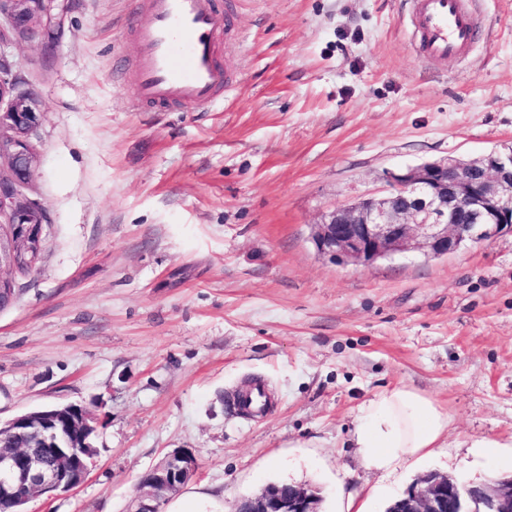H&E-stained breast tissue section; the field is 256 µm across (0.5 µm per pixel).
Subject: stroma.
I'll return each instance as SVG.
<instances>
[{"label":"stroma","instance_id":"stroma-1","mask_svg":"<svg viewBox=\"0 0 512 512\" xmlns=\"http://www.w3.org/2000/svg\"><path fill=\"white\" fill-rule=\"evenodd\" d=\"M471 53L422 59L407 0H237L213 107L135 101L130 0H78L53 60L11 47L44 112L27 192L48 209L36 270L0 311V420L76 403L98 417L84 481L26 512H130L188 448L223 512L270 482L385 512L426 472L512 474V235L369 267L320 255L313 224L385 171L512 147V0H468ZM263 380L270 412L235 391ZM407 385L451 417L447 447L368 470L360 406Z\"/></svg>","mask_w":512,"mask_h":512}]
</instances>
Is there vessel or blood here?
Here are the masks:
<instances>
[{"mask_svg":"<svg viewBox=\"0 0 512 512\" xmlns=\"http://www.w3.org/2000/svg\"><path fill=\"white\" fill-rule=\"evenodd\" d=\"M409 24L420 55H463L479 38L465 0H409ZM131 31L139 46L136 95L145 104L213 105L235 82L217 56L218 36H232L236 19L219 0H133ZM271 403L262 381L240 391L238 410L263 412Z\"/></svg>","mask_w":512,"mask_h":512,"instance_id":"obj_1","label":"vessel or blood"}]
</instances>
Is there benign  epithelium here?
<instances>
[{"mask_svg":"<svg viewBox=\"0 0 512 512\" xmlns=\"http://www.w3.org/2000/svg\"><path fill=\"white\" fill-rule=\"evenodd\" d=\"M76 0H0V311L17 301L4 272L36 269L50 222L44 204L29 197L39 160L35 143L43 112L5 48L39 37L51 55ZM381 196L326 211L314 224L316 250L331 259L371 266L405 253L440 257L469 243L512 234V150H491L470 160L448 158L388 171ZM96 414L68 403L37 409L0 423V433L22 440L0 448V498L27 501L46 489L70 490L88 473L65 451L70 437H89ZM198 468L195 455L176 449L165 465L144 474L134 512H158L168 495ZM313 488L266 485L242 498L235 512H322ZM386 512H512V475L466 486L438 472L423 474Z\"/></svg>","mask_w":512,"mask_h":512,"instance_id":"7a95c632","label":"benign epithelium"}]
</instances>
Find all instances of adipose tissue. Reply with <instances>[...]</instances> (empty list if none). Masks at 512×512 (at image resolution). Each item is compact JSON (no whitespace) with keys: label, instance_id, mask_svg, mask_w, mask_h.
Returning <instances> with one entry per match:
<instances>
[{"label":"adipose tissue","instance_id":"1","mask_svg":"<svg viewBox=\"0 0 512 512\" xmlns=\"http://www.w3.org/2000/svg\"><path fill=\"white\" fill-rule=\"evenodd\" d=\"M355 444L368 469L391 472L408 456L442 447L451 419L437 401L399 385L376 393L360 408Z\"/></svg>","mask_w":512,"mask_h":512}]
</instances>
